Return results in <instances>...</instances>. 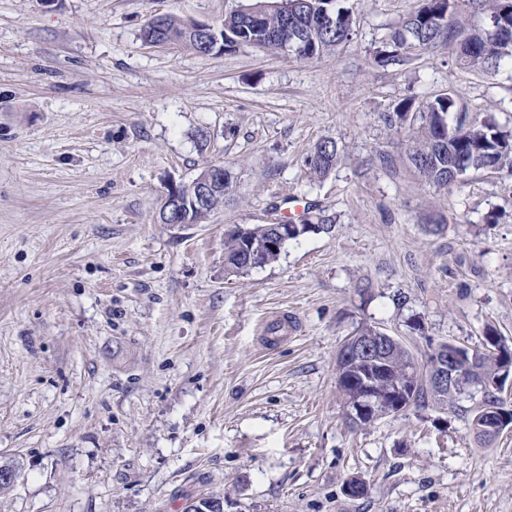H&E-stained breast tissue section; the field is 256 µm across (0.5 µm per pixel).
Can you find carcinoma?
Listing matches in <instances>:
<instances>
[{"label": "carcinoma", "instance_id": "1", "mask_svg": "<svg viewBox=\"0 0 512 512\" xmlns=\"http://www.w3.org/2000/svg\"><path fill=\"white\" fill-rule=\"evenodd\" d=\"M467 2L481 17L499 15L502 0H422V4L388 36L380 62L405 61L408 50L415 47L435 49L454 45L457 63L466 69L479 70L488 76L496 75L501 66L512 64V47L508 41H493L486 29L476 25L462 27L457 19L459 4ZM347 0H333L335 23L321 24L308 14L287 17L282 10L271 8L256 23L248 22L246 11H237L224 17L215 30L229 35L225 39L226 50L234 51L254 44L270 53L283 51L282 34L297 31L292 56L300 61H313L351 40L354 32L352 9L345 6ZM162 28L171 38V44L183 46L198 54L204 52V41L193 21L162 14L151 17L141 31V39L147 40ZM385 121L399 129H408V160L419 176L428 184L446 187L457 182L458 169L463 175L491 169L512 170V163L502 161L498 142L512 143V131L500 127L491 113L469 116L453 88L439 94L425 104L413 108V103L402 102L384 116ZM343 149L337 140H319L307 156L306 165L317 175H325L341 160ZM224 194L213 197L205 207H198L183 200L178 221L182 224H202L217 206L223 204ZM336 223L335 217L320 209L306 216L299 224H289L288 239L296 240L310 233H328ZM270 225L230 228L224 237V275L239 277L252 267L243 258L245 249L259 252L262 266L279 261L281 252L266 245ZM466 355H475L466 367L467 376L478 383H488L499 375V359L487 352L480 341L472 348H465ZM412 360L429 366L430 358H421L413 347L402 339L391 344L387 353L388 374L371 377V386L377 393H385L400 381L402 371ZM411 407L425 409L453 407L462 397L457 391L436 395L428 384L427 376L421 375L410 390Z\"/></svg>", "mask_w": 512, "mask_h": 512}]
</instances>
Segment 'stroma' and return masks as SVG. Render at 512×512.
<instances>
[{
    "instance_id": "1",
    "label": "stroma",
    "mask_w": 512,
    "mask_h": 512,
    "mask_svg": "<svg viewBox=\"0 0 512 512\" xmlns=\"http://www.w3.org/2000/svg\"><path fill=\"white\" fill-rule=\"evenodd\" d=\"M248 2L0 0V512H512V431L478 444L468 400L353 426L335 368L364 322L421 353L512 339V172L425 183L382 119L452 87L510 131L512 67L462 69L451 46L379 63L419 0H350L351 41L311 62L140 36ZM326 137L344 154L318 177ZM209 165L234 176L223 205L161 223ZM317 209L332 232L225 277L228 226ZM196 25L197 28L195 21H184L168 14L154 15L144 25L141 31V39L143 41L149 39L157 32V28L160 27L164 30V34L171 38V45L183 46L195 51L197 54L203 55L205 44L199 32L210 35L212 34L213 26L202 22H197ZM165 35L159 33L155 40L144 43L151 47L167 46V37ZM343 149L337 140L323 138L319 140L307 156L306 165L317 175H325L341 160Z\"/></svg>"
}]
</instances>
